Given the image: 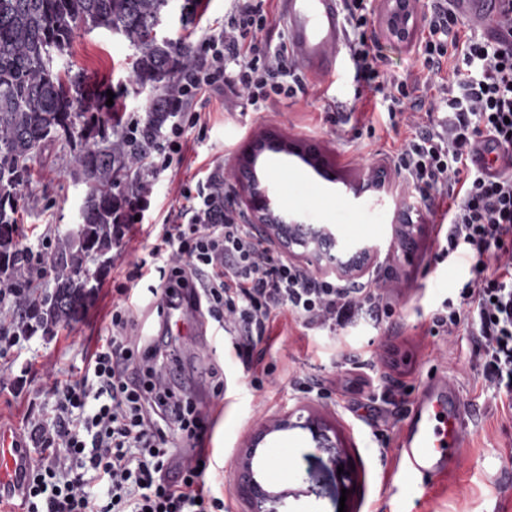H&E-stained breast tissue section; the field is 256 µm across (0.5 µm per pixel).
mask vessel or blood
Returning a JSON list of instances; mask_svg holds the SVG:
<instances>
[{
  "label": "vessel or blood",
  "instance_id": "1",
  "mask_svg": "<svg viewBox=\"0 0 512 512\" xmlns=\"http://www.w3.org/2000/svg\"><path fill=\"white\" fill-rule=\"evenodd\" d=\"M342 0H274L287 33L289 57L306 75L321 79L336 70V51L348 39ZM448 7L472 27L489 30L495 18L512 14V0H448ZM474 166L494 176L512 172V155L492 154L487 142L471 149ZM471 418L461 404L457 383L440 375L429 379L413 399L398 439L401 469L430 492L460 467ZM31 450L20 433L0 428V497L22 496L31 473Z\"/></svg>",
  "mask_w": 512,
  "mask_h": 512
}]
</instances>
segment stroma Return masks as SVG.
<instances>
[{
	"instance_id": "stroma-1",
	"label": "stroma",
	"mask_w": 512,
	"mask_h": 512,
	"mask_svg": "<svg viewBox=\"0 0 512 512\" xmlns=\"http://www.w3.org/2000/svg\"><path fill=\"white\" fill-rule=\"evenodd\" d=\"M232 5V0H203L186 24L180 21L179 8H172L158 34L201 53L204 38ZM371 32L381 45L380 68L385 74H424L417 46L390 39L382 18H375ZM133 54L121 35L81 25L64 62L119 96L128 111L140 112L151 93L134 83ZM352 97L353 71L344 48L335 75L309 82L305 95L282 101L274 111L257 112L246 103L228 104L223 96H211L203 107L210 115L207 132L177 175L163 177L154 188L152 217L158 220L174 198L179 180L211 165L240 167L251 144L271 132L284 144L319 152L336 169L329 181L285 152L268 150L261 155L259 175L278 191L281 209L303 223L330 225L343 241L386 243L397 232L398 200L422 210L410 250L382 252L373 271L374 279L389 288L393 307L389 322L376 325L361 320L325 336L303 328L293 316L280 318L266 354L267 362L276 367L274 381L263 390L250 387L228 339L214 326H207L199 336H181L180 380L197 403L215 410L210 446L226 482L214 490L223 493L230 512H247L231 481L238 460L262 422L290 413L326 421L352 466V481L342 487L308 429L297 426L276 433L267 438L261 462L274 477L272 491L282 495L279 512H512V399L485 387L467 337L450 340L429 332L442 300L455 296L473 276L469 251L463 247L455 256L438 257L436 218L423 211L418 191L403 174H396L392 195L383 198L372 193L356 197L347 190V182L364 167L392 165L408 135L406 128L392 127L388 106L377 97L366 106L371 127L352 121L343 137H336L324 104L348 103ZM76 149V144L55 142L30 160L32 179L21 191L17 215L20 242L33 245L41 234L54 238L68 225L79 223L87 187L68 167ZM135 259L130 248H113L111 264L101 277L104 287L79 321L63 326L52 338H33L29 346L0 358V425L27 436L35 423L46 420L55 404L45 382L46 370L81 366L86 352L105 334L113 275L130 269ZM385 342L410 354L409 364L396 370L388 367L381 348ZM215 365L224 369L220 401L214 400L208 378ZM353 367L369 382L364 391L306 394L294 384L299 377L341 382ZM438 373L455 379L475 423L466 435L467 459L462 468L447 485L424 496L410 476L396 470L395 448L415 393ZM389 395L397 402L396 410H389L385 402Z\"/></svg>"
}]
</instances>
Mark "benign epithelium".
Here are the masks:
<instances>
[{
    "mask_svg": "<svg viewBox=\"0 0 512 512\" xmlns=\"http://www.w3.org/2000/svg\"><path fill=\"white\" fill-rule=\"evenodd\" d=\"M384 5L386 34L398 43L413 44L415 17L420 10V0H384ZM257 157L258 154H253L248 167L233 174V179L241 185L251 220L257 224L262 237L288 259L305 266L316 275L345 281L369 274L382 252L381 245L371 241L345 243L326 225H308L282 214L268 185L257 172ZM393 183L394 177L388 168L372 166L349 182L347 187L354 195L360 196L370 190L388 193ZM291 426L293 423L288 414L263 424L241 459L245 478L237 491L249 500L251 512H277V505L282 498L281 494L271 492L257 482L253 449L259 447L268 433L283 431ZM303 426L312 432L317 447L328 453V461L333 466L343 464L340 449L328 434L322 420L310 416Z\"/></svg>",
    "mask_w": 512,
    "mask_h": 512,
    "instance_id": "1",
    "label": "benign epithelium"
}]
</instances>
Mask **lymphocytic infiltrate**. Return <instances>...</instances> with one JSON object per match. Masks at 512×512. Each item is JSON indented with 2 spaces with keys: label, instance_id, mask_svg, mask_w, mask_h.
<instances>
[{
  "label": "lymphocytic infiltrate",
  "instance_id": "f902f5d3",
  "mask_svg": "<svg viewBox=\"0 0 512 512\" xmlns=\"http://www.w3.org/2000/svg\"><path fill=\"white\" fill-rule=\"evenodd\" d=\"M343 10L352 31L354 101L382 96L390 116L410 129L396 159L426 209L448 218L440 252L467 245L478 267L458 299H445L433 314L430 332L469 336L485 383L512 397V174L489 177L471 168L469 156L481 136L512 150V41L498 31L462 37L447 0H436L420 44L425 68L440 78L434 86L380 74L379 45L366 33L372 0H343ZM272 30L265 0H235L206 38L208 54L181 77L164 137L123 204L120 238L142 235L147 242L133 269L112 279L117 301L108 334L79 376L59 369L46 376L55 410L31 432L40 450L23 496L26 512H224L223 496L207 483L210 413L168 367L175 349L167 314L175 304L216 323L258 390L272 373L265 346L279 313L330 334L391 316L381 285L317 278L263 248L226 171L181 183L177 206L160 225L148 221L155 185L183 162L191 129L205 123L206 95L263 112L304 92L301 70ZM437 103L448 108V120H432ZM144 296L158 323L147 333L139 316ZM176 433L191 444L185 466L168 446Z\"/></svg>",
  "mask_w": 512,
  "mask_h": 512
}]
</instances>
